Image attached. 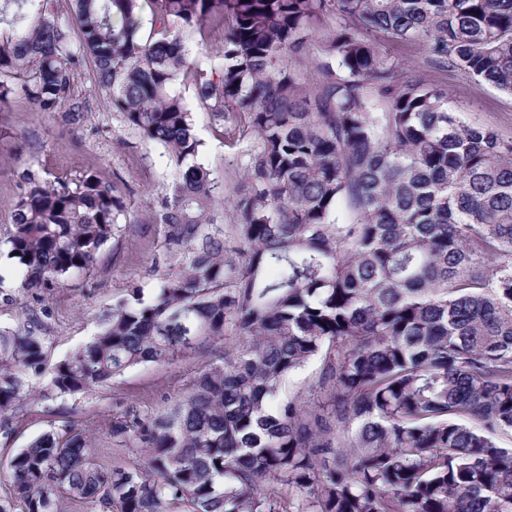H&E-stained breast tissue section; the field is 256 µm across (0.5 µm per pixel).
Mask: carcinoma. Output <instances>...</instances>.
Listing matches in <instances>:
<instances>
[{
    "instance_id": "cac0c4a2",
    "label": "carcinoma",
    "mask_w": 512,
    "mask_h": 512,
    "mask_svg": "<svg viewBox=\"0 0 512 512\" xmlns=\"http://www.w3.org/2000/svg\"><path fill=\"white\" fill-rule=\"evenodd\" d=\"M192 41L222 64L196 66ZM401 42L421 68L386 51ZM89 61L175 180L140 219L121 172L41 146L16 173L0 249L23 277L0 275V303L27 318L0 327V438L34 379L53 401L205 360L167 409L112 414V445L149 449L125 466L59 407L9 462L22 512L62 495L96 512H512V138L462 121L425 76L512 95V0H0V112L23 99L84 125ZM186 85L214 137L257 141L230 192L198 162ZM125 224L162 228L158 292L132 287L50 367L30 299L88 272ZM321 368V358L314 357L305 366L294 371L286 383V392L295 393L303 391L308 384L315 378Z\"/></svg>"
}]
</instances>
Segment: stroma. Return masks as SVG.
Listing matches in <instances>:
<instances>
[{
    "label": "stroma",
    "instance_id": "35a3bbf8",
    "mask_svg": "<svg viewBox=\"0 0 512 512\" xmlns=\"http://www.w3.org/2000/svg\"><path fill=\"white\" fill-rule=\"evenodd\" d=\"M426 78L446 89L449 111L468 123L491 127L503 137L512 138V96L459 72L446 76L430 72ZM78 82L94 109L78 132L63 129L57 116L37 111L22 99L15 100L9 112L0 114V229L11 222L3 202L14 194L15 172L27 159L20 149L24 142L35 148L47 146L57 162L77 169H95L106 181L111 180L113 172L130 173L126 203L133 215L141 214L147 199L165 192L170 184L166 160L154 146L139 144L132 154L118 146L123 130L98 92L91 67L82 69ZM196 129L204 142L200 163L223 176L225 187L239 183L247 161L243 147H229L214 139L206 130L205 114H197ZM160 251L156 225H129L107 243L92 271L71 279L66 287L42 295L39 306L47 314L50 364L64 361L88 342L99 330L100 315L129 286L138 285L148 295L155 291L158 282L149 276L148 269ZM202 363V357L192 353L171 364L138 365L96 392L65 398L63 404L78 408L95 447L112 448L114 459H124L128 450L113 449L107 436V425L117 403L134 402L148 411H162L171 399L183 394ZM44 385V380H34L33 394L15 417L12 438L5 443L0 441L1 497L12 493L10 459L54 423V414L39 396Z\"/></svg>",
    "mask_w": 512,
    "mask_h": 512
}]
</instances>
